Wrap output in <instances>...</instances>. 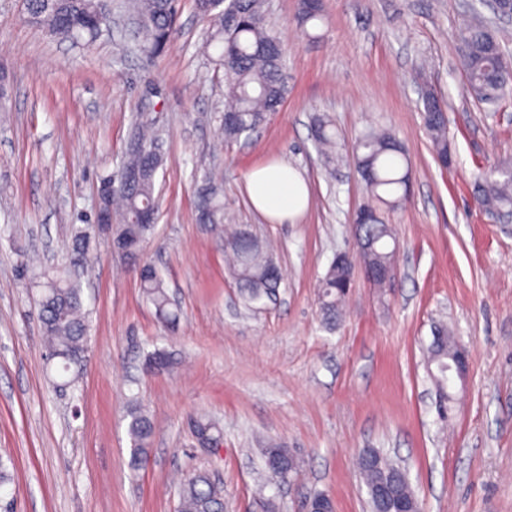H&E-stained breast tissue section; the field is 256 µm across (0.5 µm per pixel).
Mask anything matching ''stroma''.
<instances>
[{
  "instance_id": "stroma-1",
  "label": "stroma",
  "mask_w": 512,
  "mask_h": 512,
  "mask_svg": "<svg viewBox=\"0 0 512 512\" xmlns=\"http://www.w3.org/2000/svg\"><path fill=\"white\" fill-rule=\"evenodd\" d=\"M466 0H322L326 24L301 32L299 0H269L285 50L288 94L250 140L215 149L224 77L204 52L207 25L181 0L177 36L147 60L131 0H112L93 40L50 36L23 0H0V460L18 512H176L178 480L210 470L224 512H302L323 492L335 512H366L355 459L376 449L408 472L422 512H512V223L484 213L473 184L512 163V97L490 107L466 91L455 31ZM448 102L452 161L441 166L423 126L420 86ZM146 113L162 134L160 210L142 259L161 270L183 316L168 332L107 235L89 256L88 351L74 367L48 361L37 319L40 291L20 264L65 253L68 225L92 213L132 124ZM329 116L344 146L328 175L311 137ZM405 145V202L382 212L394 228L395 281L379 289L355 264L343 319L326 327L318 284L337 254H355L353 219L368 200L350 148L369 127ZM280 160L310 187L306 210L276 224L250 206L245 182ZM213 175L236 223L274 246L276 297L246 308L224 266L220 228L195 220L197 189ZM469 350L451 420L437 412L425 355L435 325ZM174 351L165 372L143 366L151 345ZM154 438L142 469L127 467L131 399ZM214 419L219 451L198 448L192 419ZM276 441L303 477L255 490L260 450Z\"/></svg>"
}]
</instances>
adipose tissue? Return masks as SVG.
Wrapping results in <instances>:
<instances>
[{"label":"adipose tissue","instance_id":"ef3b65f1","mask_svg":"<svg viewBox=\"0 0 512 512\" xmlns=\"http://www.w3.org/2000/svg\"><path fill=\"white\" fill-rule=\"evenodd\" d=\"M246 193L253 210L281 224L305 210L310 190L296 169L273 161L248 174Z\"/></svg>","mask_w":512,"mask_h":512}]
</instances>
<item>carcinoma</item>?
<instances>
[{"label":"carcinoma","mask_w":512,"mask_h":512,"mask_svg":"<svg viewBox=\"0 0 512 512\" xmlns=\"http://www.w3.org/2000/svg\"><path fill=\"white\" fill-rule=\"evenodd\" d=\"M98 0H26L28 20L59 39L72 42L94 39L100 27L94 21ZM140 21V49L155 60L168 49L175 36V0H134ZM197 13L211 28L208 45L218 50L215 66L224 73V86L229 99L224 115L219 118V134L224 141L248 138L263 126L280 107L287 94L284 80V56L279 36L267 18L265 0H194ZM325 20L319 0H301L298 21L302 29L314 21ZM458 53L469 94L481 104H494L512 94V67L503 65L509 59L503 37L481 19L479 7L470 9L457 34ZM423 124L432 150L443 166L452 161L448 139L447 105L426 89L421 94ZM133 137L120 166L137 178L124 181L110 203H119L121 212L110 226L112 248L129 266L140 269V288L155 309L157 319L169 330L180 321V312L171 300L159 270L141 260L144 245L151 238L154 226L141 223L142 216L159 206L155 194L156 174L163 162L160 135L144 116L135 123ZM312 137L322 152L324 162L336 161L337 134L332 120L318 116L312 126ZM356 168L366 190L380 206L393 208L408 195L409 162L404 145L385 131L366 130L352 146ZM200 204L196 221L199 224L227 223L221 190L210 177H205L199 190ZM477 203L489 213L502 218L512 216V164H501L481 173L474 183ZM354 237L372 244L361 253L364 264L374 270L393 267L395 241L391 225L382 217L366 224L354 218ZM68 253L65 261L38 273L41 296L38 318L50 360H58L64 370L79 362L89 341L88 313L84 310L82 277L88 253L96 238L90 219L68 227ZM224 257L228 272L239 289L244 304L251 307L271 296L280 287L282 276L268 247L253 237L242 225H234L224 233ZM352 262L346 255L336 256L320 280L321 311L324 323L332 325L340 315L347 298ZM456 340L448 328H434V339L428 352L436 364V378L448 381ZM146 369L167 370L178 364L175 354L156 347L145 354ZM127 434L130 453L127 462L132 471L145 462L154 435L148 411L136 400L127 412ZM198 441L223 439L221 428L209 418L194 421ZM263 458L276 454L295 462V467H267L272 479L281 484L297 478L301 462L289 448L271 443L261 449ZM359 471L369 492L381 482H394L395 489L414 497L407 472L379 452L364 451ZM178 512H224V494L219 483L206 470L196 469L181 482Z\"/></svg>","instance_id":"cac0c4a2"}]
</instances>
